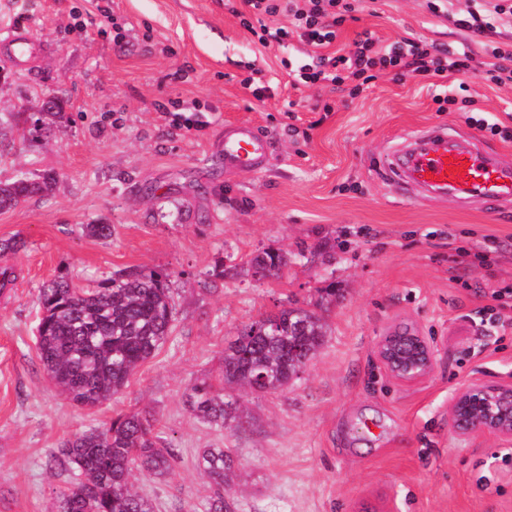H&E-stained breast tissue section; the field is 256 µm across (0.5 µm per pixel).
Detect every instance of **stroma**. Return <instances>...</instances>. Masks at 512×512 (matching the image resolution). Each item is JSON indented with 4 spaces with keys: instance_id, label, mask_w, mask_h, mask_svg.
Here are the masks:
<instances>
[{
    "instance_id": "stroma-1",
    "label": "stroma",
    "mask_w": 512,
    "mask_h": 512,
    "mask_svg": "<svg viewBox=\"0 0 512 512\" xmlns=\"http://www.w3.org/2000/svg\"><path fill=\"white\" fill-rule=\"evenodd\" d=\"M0 0V43L26 24L37 54L0 58V181L57 173L53 191L0 211V271L18 286L0 296V512H57L78 472L48 468L70 437L119 414L149 413L175 463L134 488L155 512H207L213 495L197 457L231 449L234 512H512V449L448 426L453 393L480 378L512 380V202L461 204L392 187L385 155L410 135L452 127L512 163V140L473 119L512 126V89L474 74L383 77L357 96L288 85L281 58L300 44L261 47L225 0ZM368 30L449 46L466 34L428 0H361L336 40ZM273 87L243 85L250 66ZM62 102L20 134L44 97ZM467 100L438 111L434 96ZM181 103L193 128L157 102ZM332 112H314L317 103ZM248 122L270 141L254 174L224 164V126ZM111 225L108 239L83 234ZM287 253L281 278L255 275L251 257ZM223 276H215L216 268ZM167 274L171 334L110 402L88 409L62 394L35 353L37 298L60 275L94 290L114 272ZM336 299L317 355L271 393L236 391L240 427L212 428L188 408L193 385L220 386L224 347L246 324L284 307ZM412 322L435 347L434 367L406 385L376 344Z\"/></svg>"
}]
</instances>
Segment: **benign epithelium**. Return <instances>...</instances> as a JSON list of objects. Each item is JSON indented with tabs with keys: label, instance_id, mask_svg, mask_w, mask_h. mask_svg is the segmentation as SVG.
Listing matches in <instances>:
<instances>
[{
	"label": "benign epithelium",
	"instance_id": "obj_1",
	"mask_svg": "<svg viewBox=\"0 0 512 512\" xmlns=\"http://www.w3.org/2000/svg\"><path fill=\"white\" fill-rule=\"evenodd\" d=\"M376 352L387 372L405 384L424 380L434 364L433 346L411 324L387 331L379 339ZM448 423L460 436L492 435L501 444L511 446L512 381L491 383L474 379L452 395Z\"/></svg>",
	"mask_w": 512,
	"mask_h": 512
}]
</instances>
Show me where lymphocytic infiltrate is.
<instances>
[{"instance_id":"f902f5d3","label":"lymphocytic infiltrate","mask_w":512,"mask_h":512,"mask_svg":"<svg viewBox=\"0 0 512 512\" xmlns=\"http://www.w3.org/2000/svg\"><path fill=\"white\" fill-rule=\"evenodd\" d=\"M251 16L274 18L287 15L288 26L263 27L261 44L282 43L297 39L314 47L308 63L293 70L297 86L325 83L348 86L350 94H358L364 85L385 75L401 80L407 77L436 78L459 72L476 71L484 81L499 87L512 85V50L493 47L488 60L475 66L469 47L450 50L404 38L381 43L368 31L358 33L351 50L333 51L338 32L358 9V0H241ZM429 8L437 15L451 14L454 25L467 32L470 39L487 36L492 18L512 15V0H469L465 12L453 10L452 0H430Z\"/></svg>"}]
</instances>
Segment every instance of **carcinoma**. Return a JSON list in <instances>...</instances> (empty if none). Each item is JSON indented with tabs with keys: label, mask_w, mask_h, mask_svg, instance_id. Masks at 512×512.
<instances>
[{
	"label": "carcinoma",
	"mask_w": 512,
	"mask_h": 512,
	"mask_svg": "<svg viewBox=\"0 0 512 512\" xmlns=\"http://www.w3.org/2000/svg\"><path fill=\"white\" fill-rule=\"evenodd\" d=\"M54 172L0 182V210L48 194ZM254 273L277 277L288 257L264 250L250 259ZM168 276L130 269L104 279L93 292L77 294L65 276L40 290L41 317L36 357L50 381L82 407L94 408L118 394L129 377L171 333L174 307ZM328 330L324 318L303 308H283L242 327L224 349L223 386L192 388V412L212 427L228 426L233 392L280 389L316 355ZM174 454L152 435L147 413L120 414L105 429L74 435L51 456L48 467L74 466L83 475L62 494L60 512H155L151 499L132 490L134 472L162 477ZM233 457L227 448H205L198 464L215 489L209 512H226L224 487L232 482Z\"/></svg>",
	"instance_id": "cac0c4a2"
}]
</instances>
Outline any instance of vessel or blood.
<instances>
[{"mask_svg":"<svg viewBox=\"0 0 512 512\" xmlns=\"http://www.w3.org/2000/svg\"><path fill=\"white\" fill-rule=\"evenodd\" d=\"M267 138L249 124L224 129V163L244 173L257 172ZM388 176L402 188L448 194L464 202L512 201V165L500 161L475 137L461 138L444 128L410 137L384 159Z\"/></svg>","mask_w":512,"mask_h":512,"instance_id":"b4317fda","label":"vessel or blood"}]
</instances>
